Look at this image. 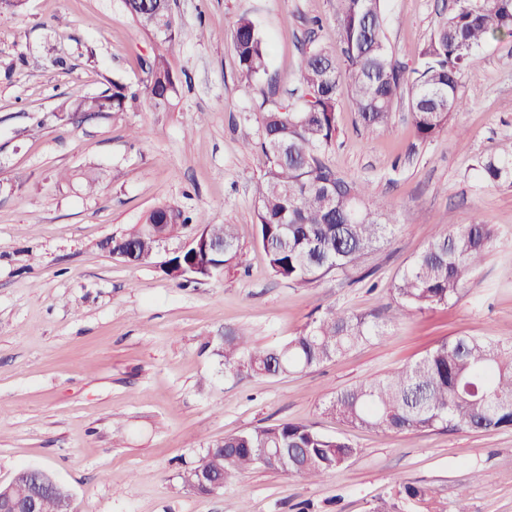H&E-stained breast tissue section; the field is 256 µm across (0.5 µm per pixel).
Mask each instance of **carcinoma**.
<instances>
[{
  "label": "carcinoma",
  "mask_w": 512,
  "mask_h": 512,
  "mask_svg": "<svg viewBox=\"0 0 512 512\" xmlns=\"http://www.w3.org/2000/svg\"><path fill=\"white\" fill-rule=\"evenodd\" d=\"M384 0H337L336 49L320 46L301 60V103L262 115L260 148L264 173L256 185V240L272 272L296 285L328 274L347 275L394 230L388 205L368 186L340 175L325 160L337 130L339 99L347 97L368 131L385 127L403 87L419 139L436 137L462 106L461 78L477 49L512 38V0H455L447 17L422 48L418 66L393 63L384 42ZM137 24L164 47L148 67L143 95L114 81L112 88L84 96L74 112H124L139 98L153 107L177 91L166 52L179 45L174 18L161 0H125ZM239 75L250 82L267 72V43L253 20L241 16L232 33ZM489 185L512 186V139L499 153L473 165ZM161 229L144 227L112 238L114 249L130 251V263L148 255L155 233L175 235L187 219L170 206ZM210 244L224 243V255L199 249L170 257L178 268L189 263L229 265L239 241L230 224H203ZM493 225L481 219L434 238L406 267L392 291L399 315L424 311L458 299L464 284L494 240ZM382 334L373 315L329 308L305 331L273 347H253L234 330L215 344L227 372L288 374L345 354ZM326 411L354 428L398 433L442 427L448 430L512 429V340L456 336L438 341L411 364L349 387ZM357 453L351 442L324 435L312 426L281 422L244 430L204 449L195 468L227 483L256 469L317 481L342 468Z\"/></svg>",
  "instance_id": "1"
}]
</instances>
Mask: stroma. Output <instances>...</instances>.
Listing matches in <instances>:
<instances>
[{
  "label": "stroma",
  "instance_id": "35a3bbf8",
  "mask_svg": "<svg viewBox=\"0 0 512 512\" xmlns=\"http://www.w3.org/2000/svg\"><path fill=\"white\" fill-rule=\"evenodd\" d=\"M448 0H386L385 43L412 68ZM181 31L169 59L178 91L160 108L73 115L77 97L121 81L143 89L160 51L124 0H24L0 8V485L48 469L73 512H372L402 482L428 512H512V429L396 433L353 428L324 410L336 391L402 368L460 334L512 339V187L472 166L512 138V40L473 52L463 105L421 141L406 103L364 129L341 100L326 160L386 201L396 227L361 269L299 287L274 276L253 227L264 172L245 140L263 112L294 104L299 63L333 47L336 0H171ZM267 41V72L241 81L240 16ZM93 176L85 192L80 179ZM167 204L191 216L147 263L104 242ZM482 219L495 239L448 308L400 316L391 288L435 237ZM235 225L236 261L197 282L162 263L202 223ZM330 308L376 314L381 336L279 376L226 373L209 347L225 329L262 346L288 341ZM282 421L349 439L356 454L314 482L253 470L201 496L183 481L208 445Z\"/></svg>",
  "mask_w": 512,
  "mask_h": 512
}]
</instances>
